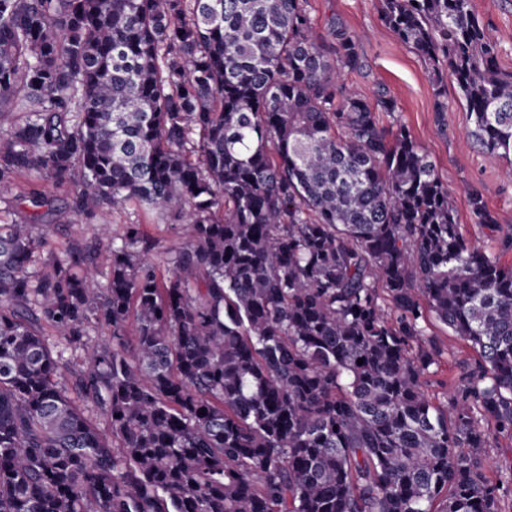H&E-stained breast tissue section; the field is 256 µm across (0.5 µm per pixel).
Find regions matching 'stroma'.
I'll return each instance as SVG.
<instances>
[{"instance_id": "stroma-1", "label": "stroma", "mask_w": 512, "mask_h": 512, "mask_svg": "<svg viewBox=\"0 0 512 512\" xmlns=\"http://www.w3.org/2000/svg\"><path fill=\"white\" fill-rule=\"evenodd\" d=\"M380 7V0H310L311 14L320 31H327L334 22L357 39L364 67L345 74V83L370 100L382 90L396 99L397 112L380 114L381 124L387 127L397 123L409 130L454 194L464 235L487 254L512 263V249L503 250L499 239L488 236L476 222L469 200L470 191H477L497 223L512 228V157L487 156L469 142L473 123L452 82L435 84L424 58L383 25ZM472 7L497 37L501 67L512 71V0H472ZM33 189L43 191L51 200L50 206L42 208L36 228L46 244L33 257V272L47 270L60 251L89 243L96 249L93 267L99 279H106L112 239L120 237L126 225L138 224L152 243L149 259L157 264L162 277L170 276L166 259L185 241L180 224L172 218L136 203L113 207L107 221L110 234L103 237L98 219L71 210L67 190L56 188L37 174L25 173L10 186L0 187V224L24 222V198ZM424 341L440 348L444 358L439 372L425 386L429 395L450 392L461 369L478 363V354L436 319H428Z\"/></svg>"}]
</instances>
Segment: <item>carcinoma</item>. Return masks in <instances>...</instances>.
Here are the masks:
<instances>
[{
    "instance_id": "1",
    "label": "carcinoma",
    "mask_w": 512,
    "mask_h": 512,
    "mask_svg": "<svg viewBox=\"0 0 512 512\" xmlns=\"http://www.w3.org/2000/svg\"><path fill=\"white\" fill-rule=\"evenodd\" d=\"M381 18L455 83L472 142L512 156V72L471 0ZM362 69L309 0H0V187L35 172L79 215L187 225L166 281L126 225L100 287L90 245L29 271L44 194L0 224V512H501L512 471L484 448L512 437V265L380 125L397 101L344 84ZM428 315L480 357L443 404ZM45 324L85 351L70 391Z\"/></svg>"
}]
</instances>
